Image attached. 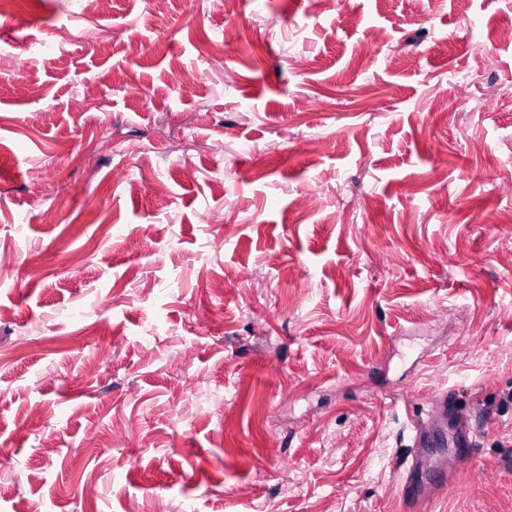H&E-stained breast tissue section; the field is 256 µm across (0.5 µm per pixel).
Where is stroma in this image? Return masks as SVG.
<instances>
[{
  "instance_id": "35a3bbf8",
  "label": "stroma",
  "mask_w": 512,
  "mask_h": 512,
  "mask_svg": "<svg viewBox=\"0 0 512 512\" xmlns=\"http://www.w3.org/2000/svg\"><path fill=\"white\" fill-rule=\"evenodd\" d=\"M1 23L0 512H512V0ZM447 420L446 400L443 405L427 420L423 421L413 413L410 416V427L413 432L414 453L406 475L402 479L400 486L409 494V502L415 504L425 493V487L421 484L422 475L429 469L435 468L439 473L447 476L448 467L456 466L463 462L466 454L463 452H452L445 458L441 466L432 465L431 456L428 449L433 446L436 436H442L444 440ZM448 445V431H447Z\"/></svg>"
}]
</instances>
